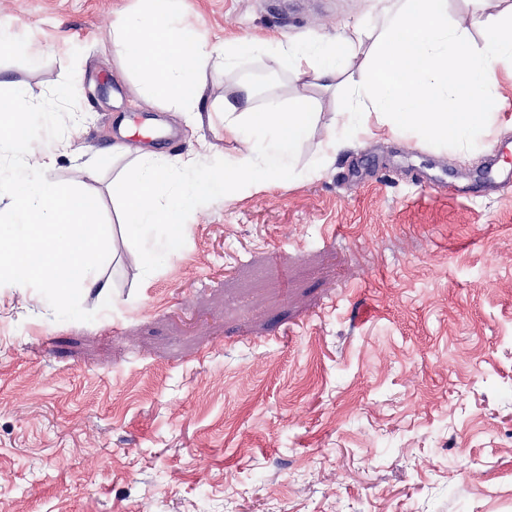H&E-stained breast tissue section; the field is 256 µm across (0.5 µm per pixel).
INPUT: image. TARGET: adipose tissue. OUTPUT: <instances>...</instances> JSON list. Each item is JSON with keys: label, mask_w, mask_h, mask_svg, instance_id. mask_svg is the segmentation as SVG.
Listing matches in <instances>:
<instances>
[{"label": "adipose tissue", "mask_w": 512, "mask_h": 512, "mask_svg": "<svg viewBox=\"0 0 512 512\" xmlns=\"http://www.w3.org/2000/svg\"><path fill=\"white\" fill-rule=\"evenodd\" d=\"M465 17L449 22V0H375L377 24L358 22L335 37L296 43L276 35L210 45L197 26L184 23L186 0H136L112 25L108 47L119 75L139 98L194 125L205 99L209 72L262 60L270 70L287 66L298 87L287 104L239 109L224 102L219 132L234 143L232 155L197 153L168 159L148 144L113 143V161L125 166L112 179L119 222L131 238L160 225L168 254L177 256L193 214L212 199L230 198L244 187L267 190L280 177L302 181L317 174L342 141L338 131L371 134L385 129L420 140L473 144L491 109L512 101L500 92L512 81V0H463ZM358 64L359 81L347 84L342 106L323 118L308 86L326 87ZM21 88L0 89V154L24 167L8 190L0 217V281L21 296L51 285L66 309L76 288L107 296L98 268L112 236L99 220L100 201L88 192L100 166L88 161L75 179L56 177L53 152H37L30 120L36 112ZM325 135L314 140L317 127ZM311 164H301L307 148Z\"/></svg>", "instance_id": "adipose-tissue-1"}]
</instances>
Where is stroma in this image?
Instances as JSON below:
<instances>
[{"instance_id":"1","label":"stroma","mask_w":512,"mask_h":512,"mask_svg":"<svg viewBox=\"0 0 512 512\" xmlns=\"http://www.w3.org/2000/svg\"><path fill=\"white\" fill-rule=\"evenodd\" d=\"M134 0H0V80L41 104L37 144L78 138L112 248L110 299L0 290V512H512V106L485 148L381 132L310 179L218 199L177 258L126 238L112 201L119 122L169 129L167 157L234 153L208 119L139 101L101 47ZM187 0L207 40L332 37L373 0ZM81 79L70 127L57 89ZM287 101V69L207 80L206 108ZM443 183L420 190L419 178Z\"/></svg>"}]
</instances>
